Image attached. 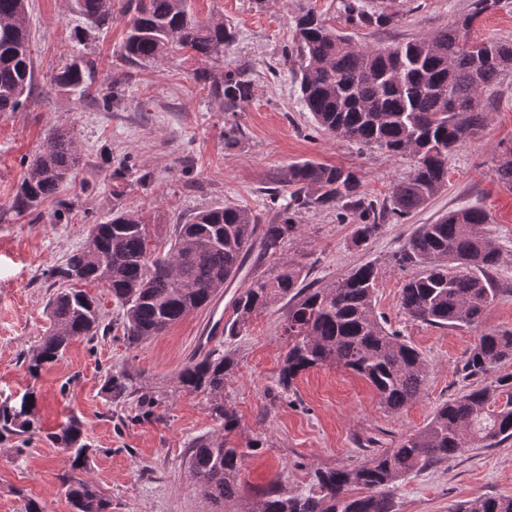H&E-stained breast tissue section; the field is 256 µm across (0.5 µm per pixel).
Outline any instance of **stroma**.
I'll use <instances>...</instances> for the list:
<instances>
[{"mask_svg": "<svg viewBox=\"0 0 512 512\" xmlns=\"http://www.w3.org/2000/svg\"><path fill=\"white\" fill-rule=\"evenodd\" d=\"M342 0H189L198 18L234 25L235 41L224 67L244 72L249 92L234 105L211 97L200 74L203 63L175 49L147 64L122 59L127 16L124 0H112V23L93 32L74 0H29L26 19L33 79L26 103L0 112V394L37 399L38 428L0 441V512H23L36 499L44 512H71L61 474L68 464L50 440L78 420L93 450L87 474L112 502V512H202L185 468L193 440L224 431L211 417L204 394L177 391L179 371L202 354L200 338L212 308L194 311L162 335L128 346L116 326L121 311L107 287L87 284L98 299L106 334L73 342L59 361L30 374L23 358L50 325L47 304L59 287L50 270L87 241L92 225L114 208L141 211L165 247L174 224L227 203L249 206L272 218L268 188L289 164L312 159L356 170L360 190L381 201L411 167L406 157L385 155L343 142L317 129L297 82L283 64L292 44L290 17L315 7L336 29L362 45H386L433 32L468 12L472 0H364L393 13L392 24L358 27L340 11ZM470 39L512 41V0L479 17ZM96 66L95 89L61 86L53 77L73 55ZM129 81H121V74ZM111 96L103 107V96ZM485 127L448 156V185L404 221L383 225L367 243L354 242L355 226L332 210L298 213L301 231L277 258L251 253L242 274L221 292L224 303L257 275L281 264L302 269L305 283L322 287L354 267L379 269L375 308L425 360L429 374L421 396L401 414L385 412L369 384L328 364L295 381L280 396L279 366L286 350L282 325L288 307L277 303L253 317L239 336L224 342L237 367L225 391L239 417L233 440L262 444L241 468L242 486L257 493L272 484L308 490L315 470L356 465L423 428L436 408L473 389L459 368L483 333L512 329V187L497 177L503 150L512 145V72L484 92ZM235 138H227L229 127ZM73 134L80 163L60 191L37 213L13 208L28 161L48 134ZM476 206L489 214L486 237L501 253L494 277L501 294L473 326L437 328L411 320L400 307L405 274L392 255L417 225L449 210ZM158 398L149 411L136 400L110 402L101 390L107 373L125 365ZM397 512H448L460 501L512 497V440L474 447L462 456L409 473L391 490Z\"/></svg>", "mask_w": 512, "mask_h": 512, "instance_id": "35a3bbf8", "label": "stroma"}]
</instances>
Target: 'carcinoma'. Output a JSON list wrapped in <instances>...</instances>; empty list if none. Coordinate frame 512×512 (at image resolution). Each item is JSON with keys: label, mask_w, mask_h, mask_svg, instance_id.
<instances>
[{"label": "carcinoma", "mask_w": 512, "mask_h": 512, "mask_svg": "<svg viewBox=\"0 0 512 512\" xmlns=\"http://www.w3.org/2000/svg\"><path fill=\"white\" fill-rule=\"evenodd\" d=\"M27 2L0 0V112L17 111L31 87ZM498 5L499 0H474L470 12L449 26L377 47L355 43L308 5L292 15V47L284 64L299 82L301 100L317 128L341 141L412 160L408 175L393 183L385 203L362 195L360 179L349 168L295 162L279 177L291 189L289 200L279 204L277 194H271L277 215L268 224L245 206L201 210L190 221L173 225L168 249L161 253L144 231L141 214L115 209L107 221L92 226L90 241L51 276L76 283L104 278L121 311L123 339L131 347L208 306L226 282L239 276L254 248L277 256L297 235L296 214L302 209L336 210L357 224L355 241L363 243L382 225L424 207L447 186L448 155L485 125L482 93L512 70L511 41L469 38L475 20ZM76 6L91 27L102 30L112 24V0H76ZM344 11L356 24L393 21L383 12L366 11L358 0H345ZM126 13L124 57L131 62H153L176 47L214 65L235 39L224 21L198 19L188 0H126ZM94 75L93 61L74 58L54 80L89 88ZM202 78L213 97L230 103L248 91L242 72L210 70ZM78 164L70 132L53 130L46 148L27 165L14 207L38 210ZM497 175L512 185V147L502 151ZM486 223L488 214L482 209H452L432 224L418 225L395 252V264L407 272L400 306L408 318L453 328L480 321L500 292L492 272L501 255L483 234ZM377 279V267L366 263L324 287L310 288L302 285V269L284 264L273 276L252 277L237 294L224 333L239 335L253 316L285 299L287 351L277 376L280 392L292 391L303 372L336 363L369 382L384 411L398 415L420 396L428 367L377 314ZM49 306L51 328L25 357L33 375L61 358L73 341L93 340L102 326L98 301L85 290H59ZM510 360L512 330L487 332L477 338L460 372L465 380H484ZM235 367L232 352L215 348L191 360L177 376L179 389L206 394L211 414L224 420V434L198 438L188 457L201 499L219 512H394L390 489L406 474L454 459L474 446L493 448L512 439V374H505L442 404L424 428L396 447L357 466L315 471L304 493L273 485L250 499L239 473L245 458L259 450V441L240 448L230 440L239 423L224 387ZM102 390L116 403L133 396L147 405L157 401L138 385L130 366L107 374ZM36 424L32 394L13 406L7 397L0 405V434L26 433ZM50 438L68 454L70 471L62 475V483L72 512H112V501L91 479L74 475L89 465L81 424L72 421ZM451 512H512V498L486 496L456 504Z\"/></svg>", "instance_id": "cac0c4a2"}]
</instances>
